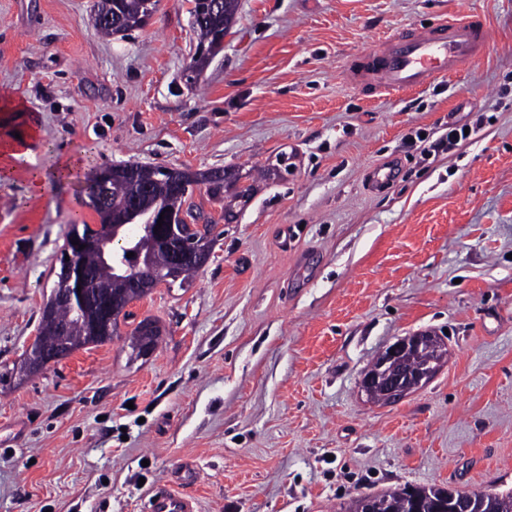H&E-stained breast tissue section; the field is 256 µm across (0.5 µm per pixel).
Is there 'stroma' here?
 <instances>
[{"mask_svg": "<svg viewBox=\"0 0 512 512\" xmlns=\"http://www.w3.org/2000/svg\"><path fill=\"white\" fill-rule=\"evenodd\" d=\"M96 0H0V89L35 130L0 180V512H144L182 463L198 512H339L390 488L512 490V0H240L198 82L185 69L192 0H160L140 29L102 38ZM473 10L478 61L400 94L363 92L343 66L400 31ZM475 129L426 159L407 145ZM287 175H274L280 157ZM73 157L84 174L137 162L228 169L252 197L233 222L206 185L210 261L161 286L111 341L22 378L71 225L94 224L83 181L35 193L28 173ZM395 164L382 192L368 171ZM158 326L130 361L136 323ZM447 354L399 402L359 380L397 338Z\"/></svg>", "mask_w": 512, "mask_h": 512, "instance_id": "obj_1", "label": "stroma"}]
</instances>
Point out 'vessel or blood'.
Here are the masks:
<instances>
[{"label":"vessel or blood","mask_w":512,"mask_h":512,"mask_svg":"<svg viewBox=\"0 0 512 512\" xmlns=\"http://www.w3.org/2000/svg\"><path fill=\"white\" fill-rule=\"evenodd\" d=\"M488 37L489 24L482 14L444 18L431 27L394 35L367 54L350 58L344 79L356 88L373 92L416 89L483 56ZM195 478L193 465L179 468L153 489L145 512H196L194 500L184 492Z\"/></svg>","instance_id":"vessel-or-blood-1"}]
</instances>
